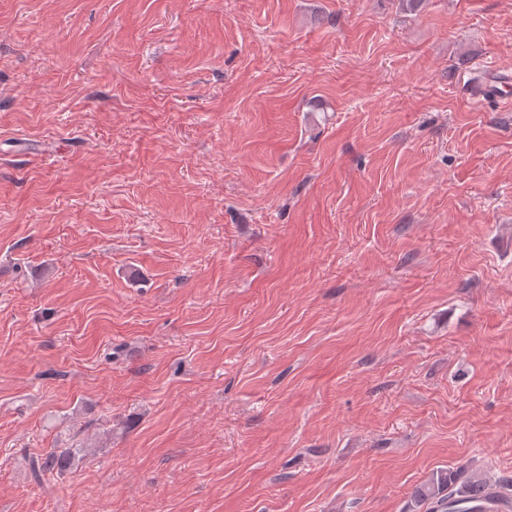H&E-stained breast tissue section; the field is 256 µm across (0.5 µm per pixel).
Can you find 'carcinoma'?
<instances>
[{
	"mask_svg": "<svg viewBox=\"0 0 512 512\" xmlns=\"http://www.w3.org/2000/svg\"><path fill=\"white\" fill-rule=\"evenodd\" d=\"M81 448H55L43 460L32 462V473L39 477L50 470H62L82 454ZM512 506V478L498 482L471 466L442 468L412 493L414 512H497L495 504Z\"/></svg>",
	"mask_w": 512,
	"mask_h": 512,
	"instance_id": "carcinoma-1",
	"label": "carcinoma"
}]
</instances>
